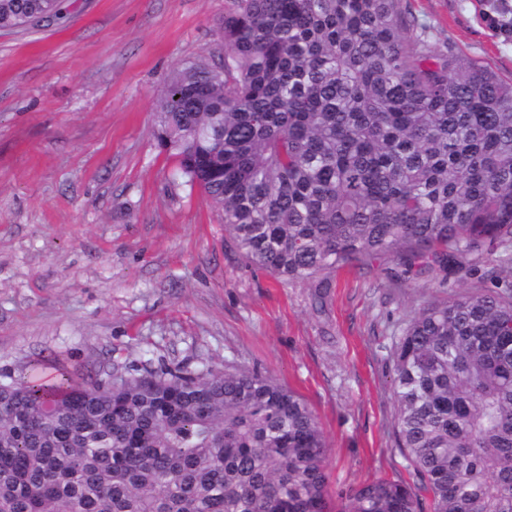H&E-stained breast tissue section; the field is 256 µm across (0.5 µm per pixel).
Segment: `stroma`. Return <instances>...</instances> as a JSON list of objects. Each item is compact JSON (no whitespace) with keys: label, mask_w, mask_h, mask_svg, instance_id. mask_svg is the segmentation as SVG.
Wrapping results in <instances>:
<instances>
[{"label":"stroma","mask_w":512,"mask_h":512,"mask_svg":"<svg viewBox=\"0 0 512 512\" xmlns=\"http://www.w3.org/2000/svg\"><path fill=\"white\" fill-rule=\"evenodd\" d=\"M486 0H406L464 58L512 77V38ZM233 0H74L67 22L0 31V375L83 376L144 357L274 376L317 416L328 492L409 480L397 446L391 352L405 315L494 288L380 257L325 288L246 264L217 212L173 186L153 112L169 75L220 63Z\"/></svg>","instance_id":"1"}]
</instances>
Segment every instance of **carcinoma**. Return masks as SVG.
Segmentation results:
<instances>
[{"mask_svg":"<svg viewBox=\"0 0 512 512\" xmlns=\"http://www.w3.org/2000/svg\"><path fill=\"white\" fill-rule=\"evenodd\" d=\"M224 64L185 63L153 113L173 183L244 259L309 282L375 256L512 266V80L403 0H233ZM57 0H0V29ZM412 482L333 508L308 404L235 366L0 380V512H512V281L405 318L392 355Z\"/></svg>","mask_w":512,"mask_h":512,"instance_id":"cac0c4a2","label":"carcinoma"}]
</instances>
